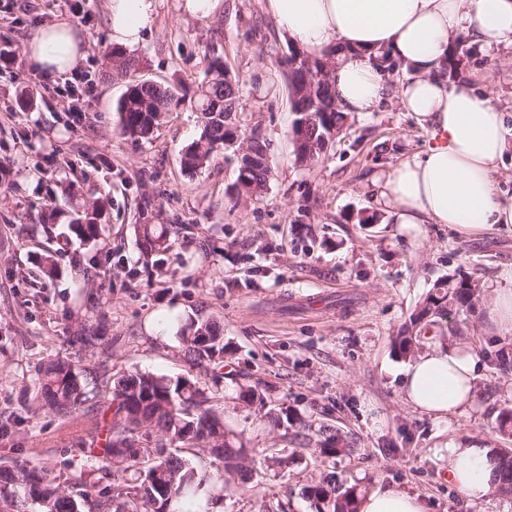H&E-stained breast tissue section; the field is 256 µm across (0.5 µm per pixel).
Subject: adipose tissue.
<instances>
[{"label": "adipose tissue", "instance_id": "ef3b65f1", "mask_svg": "<svg viewBox=\"0 0 512 512\" xmlns=\"http://www.w3.org/2000/svg\"><path fill=\"white\" fill-rule=\"evenodd\" d=\"M163 0H107L112 43L138 47ZM283 37L307 55L322 57L334 46L336 95L347 112H367L381 94V73L372 59L383 50L411 71L399 104L426 124L432 142L385 175L381 195L395 221L421 235L426 224H445L469 236L499 225L512 229V195L499 192L494 173L512 130L486 94L440 77L450 43L465 36L486 47L512 42V0H264ZM26 52L50 73H64L84 58V44L65 21L33 37ZM482 358L471 349L435 348L406 367L405 401L435 420L448 422L476 404L475 380ZM449 487L469 500L496 494L498 460L481 441L466 437L434 449ZM359 512H425L418 496L399 488L361 496Z\"/></svg>", "mask_w": 512, "mask_h": 512}]
</instances>
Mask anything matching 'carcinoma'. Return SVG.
Instances as JSON below:
<instances>
[{"label": "carcinoma", "instance_id": "carcinoma-1", "mask_svg": "<svg viewBox=\"0 0 512 512\" xmlns=\"http://www.w3.org/2000/svg\"><path fill=\"white\" fill-rule=\"evenodd\" d=\"M468 40L458 38L448 50L446 71L453 72L468 53ZM115 71L132 74L139 61L119 50L110 53ZM224 61L212 59L206 76L198 86V104L202 129L181 157L187 170L205 166L214 153L239 139L237 126L230 121L236 112L238 84L224 80ZM181 97L172 90L149 81L131 79L117 104L121 134L136 141L148 140L168 115L177 110ZM291 109L309 113L306 141L315 159L321 158L326 140L339 134L348 115L336 103V71L319 77L313 97L291 98ZM249 153L242 163H250L238 179L247 180L249 193L261 195L271 177V167L262 162L268 146L258 137L247 142ZM104 203L88 207L76 201L68 229L77 239L92 243L102 236ZM171 247L170 230L163 224L139 225V248L146 258ZM479 298L474 282L448 281L427 295L410 323L395 338L403 355L414 351L420 339L419 326L426 320L442 317L452 310H471ZM184 356L194 364L206 358L212 362L224 358L221 328L214 321L191 320L179 329ZM79 351L91 352L100 345V337L90 329L81 330L70 340ZM37 401L66 416L82 408L109 413L112 422L104 446L96 449L99 477L89 482L79 469L67 476H52L43 469L0 467V498L9 502L12 512H28L35 504L40 512H169L172 502L199 497L216 483L245 481L244 446L234 432L224 431L220 416L207 407L209 397L200 382L187 378L171 379L150 372L112 375L105 365L83 366L71 354H57L41 370ZM237 400L250 406L264 405L263 394L255 387H239ZM294 427L292 440L325 460L352 452L353 442L340 432L312 425L299 418L288 419ZM223 449L215 456L214 472L189 466L173 447ZM498 459L497 490L512 494V448L495 449ZM316 512H358L361 490L357 486L322 479L306 487Z\"/></svg>", "mask_w": 512, "mask_h": 512}]
</instances>
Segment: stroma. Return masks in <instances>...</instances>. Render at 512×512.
<instances>
[{
	"label": "stroma",
	"instance_id": "stroma-1",
	"mask_svg": "<svg viewBox=\"0 0 512 512\" xmlns=\"http://www.w3.org/2000/svg\"><path fill=\"white\" fill-rule=\"evenodd\" d=\"M63 19L87 45L81 67L94 82L79 123L25 53L39 30ZM0 48L16 58L0 68V165L10 171L0 194V413L21 415L0 430V466L54 475L91 467L88 449L104 439L111 416L32 408L42 365L89 327L102 344L83 362L201 381L225 430L241 434L249 450L247 484L216 485L179 502L180 512H315L304 489L330 472L367 492L404 489L426 512H494L512 503L501 494L491 506L470 502L448 487L433 455L465 434L512 448L498 419L512 410V371L499 368L500 359L512 362V334L498 332L478 306L440 320L442 337L420 343L423 352L471 346L483 359L476 406L459 426L402 398L406 359L393 339L427 294L461 278L486 295L512 286L511 229L466 237L427 224L417 240L382 203L377 178L431 142L398 103L409 75L403 65L383 72L378 103L349 113L325 156L304 166L292 143L288 75L278 65L294 46L261 0H224L219 16L203 19L164 0L132 52L135 76L177 91L182 102L148 141L119 130L126 81L105 59L113 48L105 0H85L77 15L69 0H0ZM215 57L238 81L240 141L188 171L181 156L201 132L196 90ZM460 79L490 94L512 128V44L477 46ZM254 135L269 144L272 176L261 197L248 198L238 189L239 144ZM72 181L85 201L108 199L97 243L68 231L73 211L62 188ZM143 224L172 228V247L153 266L138 249ZM48 253L58 266L51 280L37 272ZM191 318L220 325L223 366L184 358L177 328ZM243 384L263 389L270 407L334 427L353 452L330 462L293 453L288 422L273 426L257 407L238 404ZM290 453V467L269 466Z\"/></svg>",
	"mask_w": 512,
	"mask_h": 512
}]
</instances>
